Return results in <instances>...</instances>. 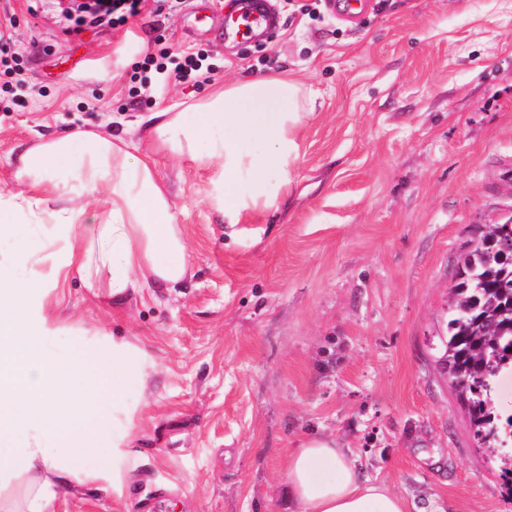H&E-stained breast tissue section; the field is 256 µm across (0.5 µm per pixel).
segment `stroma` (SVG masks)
I'll return each instance as SVG.
<instances>
[{
	"mask_svg": "<svg viewBox=\"0 0 512 512\" xmlns=\"http://www.w3.org/2000/svg\"><path fill=\"white\" fill-rule=\"evenodd\" d=\"M239 0H148L115 29L67 33L58 0H0V187L20 146L124 132L267 73L313 94L298 185L240 224L207 170L156 158L192 260L174 289L59 297L50 342L128 341L144 386L114 407L130 443L67 512H291L288 456L318 434L413 512H512L501 449L480 447L435 345L455 272L512 218V0H271L276 29L225 33ZM202 58L207 78L147 64Z\"/></svg>",
	"mask_w": 512,
	"mask_h": 512,
	"instance_id": "stroma-1",
	"label": "stroma"
}]
</instances>
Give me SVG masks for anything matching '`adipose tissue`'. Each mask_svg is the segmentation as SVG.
Here are the masks:
<instances>
[{
	"mask_svg": "<svg viewBox=\"0 0 512 512\" xmlns=\"http://www.w3.org/2000/svg\"><path fill=\"white\" fill-rule=\"evenodd\" d=\"M300 84L283 75L243 79L179 111L158 113L144 135L154 150L210 170L206 197L240 223L292 190L307 114ZM94 133L26 148L13 188H0V512H49L69 488L103 479L115 447L110 403L144 377L125 341L75 342L66 360L46 347L43 301L80 279L120 298L187 275L185 235L153 152ZM35 263L47 274L18 281ZM293 512H409L407 501L363 477L329 437H307L287 471Z\"/></svg>",
	"mask_w": 512,
	"mask_h": 512,
	"instance_id": "ef3b65f1",
	"label": "adipose tissue"
}]
</instances>
